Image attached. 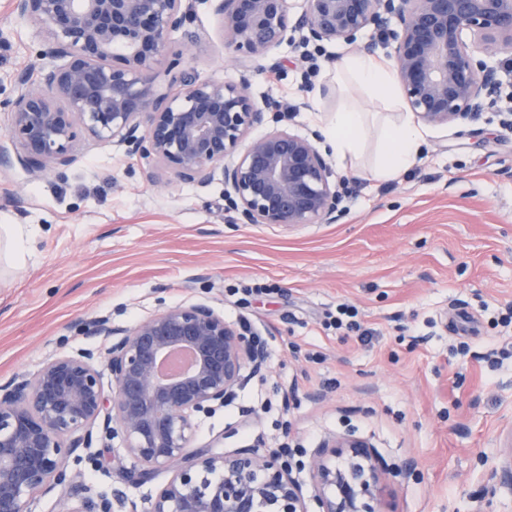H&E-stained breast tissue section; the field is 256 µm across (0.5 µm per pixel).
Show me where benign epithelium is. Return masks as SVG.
<instances>
[{"instance_id": "benign-epithelium-1", "label": "benign epithelium", "mask_w": 512, "mask_h": 512, "mask_svg": "<svg viewBox=\"0 0 512 512\" xmlns=\"http://www.w3.org/2000/svg\"><path fill=\"white\" fill-rule=\"evenodd\" d=\"M304 2L297 14L293 0H11L12 12L41 28L44 64L36 75L27 67L16 74L0 168L59 173L85 138L152 159L185 183L204 187L221 173L224 197L249 224L336 221L339 192L314 143L279 126L252 136L283 105L270 99L257 107L245 78L200 80L172 49L178 33L190 45L200 41L188 25L202 4L221 19L225 41L255 63L296 34L369 55L389 49L411 110L428 125L474 119L502 98L497 68L472 45L490 55L512 51V0ZM370 29L378 38L360 41ZM164 59L167 88L158 82ZM84 335L107 340L105 354L81 348L0 382V512H35L37 499L53 492L56 512H137L123 492L95 491L79 469L84 461L95 470L112 466L89 449L110 448L116 438L129 462L124 480L144 484L170 473L148 498V512H385V475L413 473L411 461L385 468L373 446L351 434L326 436L305 463L279 448L192 447L200 416L224 407L246 371L265 362L207 304L165 307L132 327L100 317ZM177 351L191 353V366L163 372ZM499 467L512 491V441Z\"/></svg>"}]
</instances>
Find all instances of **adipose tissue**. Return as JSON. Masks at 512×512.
Returning a JSON list of instances; mask_svg holds the SVG:
<instances>
[{"instance_id": "ef3b65f1", "label": "adipose tissue", "mask_w": 512, "mask_h": 512, "mask_svg": "<svg viewBox=\"0 0 512 512\" xmlns=\"http://www.w3.org/2000/svg\"><path fill=\"white\" fill-rule=\"evenodd\" d=\"M336 83L345 98L326 120L322 133L339 162L358 158L365 142L378 141L371 174L382 181L395 179L416 161L426 142V132L403 109L391 66L366 54L344 58L336 66ZM361 98L350 96V89Z\"/></svg>"}]
</instances>
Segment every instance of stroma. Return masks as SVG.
<instances>
[{
    "mask_svg": "<svg viewBox=\"0 0 512 512\" xmlns=\"http://www.w3.org/2000/svg\"><path fill=\"white\" fill-rule=\"evenodd\" d=\"M201 43L183 61L200 80L248 79L256 103H288L281 125L325 149L326 115L343 99L336 65L354 54L341 42L297 43L270 53L278 69L243 68L220 22L199 6ZM42 34L0 0V138L8 133L13 78L36 57ZM502 100L472 122L428 129L415 164L380 182L356 164H332L346 184L332 224H246L224 198V181L180 182L149 159L81 143L60 174L31 178L0 169V225L32 235L0 249V379L103 341L81 327L107 316L129 327L158 310L205 303L231 323L247 317L268 338L267 364L234 399L201 417L196 446L295 451L345 432L368 439L385 464L413 460L418 473L389 481V512H512V490L493 467L512 437V53L492 59ZM259 282L272 292L238 302ZM349 303L374 339L364 345L326 328ZM295 389L289 410L260 403ZM168 478L143 485L86 470L100 492L123 486L139 512Z\"/></svg>",
    "mask_w": 512,
    "mask_h": 512,
    "instance_id": "1",
    "label": "stroma"
}]
</instances>
